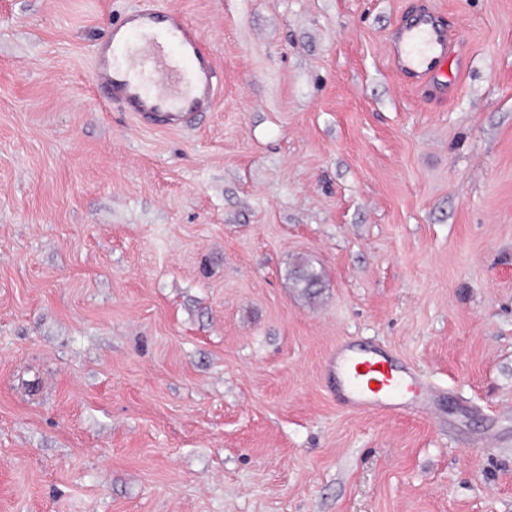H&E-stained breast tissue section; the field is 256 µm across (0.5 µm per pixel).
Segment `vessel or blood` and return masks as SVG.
<instances>
[{"mask_svg": "<svg viewBox=\"0 0 512 512\" xmlns=\"http://www.w3.org/2000/svg\"><path fill=\"white\" fill-rule=\"evenodd\" d=\"M396 69L447 88L448 36L435 15H409L391 39ZM92 81L106 102L121 105L140 125L179 129L208 111L218 90L203 44L181 12L161 10L152 0L125 13L95 49ZM336 393L364 411L427 412L437 389L409 367L375 348L337 345L328 359Z\"/></svg>", "mask_w": 512, "mask_h": 512, "instance_id": "1", "label": "vessel or blood"}]
</instances>
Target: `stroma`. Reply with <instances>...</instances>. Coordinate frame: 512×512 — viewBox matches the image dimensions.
<instances>
[{
  "label": "stroma",
  "instance_id": "stroma-1",
  "mask_svg": "<svg viewBox=\"0 0 512 512\" xmlns=\"http://www.w3.org/2000/svg\"><path fill=\"white\" fill-rule=\"evenodd\" d=\"M154 2L220 76L188 129L92 86L138 0H0V512H512V0ZM341 342L436 410L337 400ZM396 69L448 90V36L431 12L409 15L391 39ZM293 279L299 288H303V292L312 296L317 293V288H322L321 273L310 264H300L293 270Z\"/></svg>",
  "mask_w": 512,
  "mask_h": 512
}]
</instances>
